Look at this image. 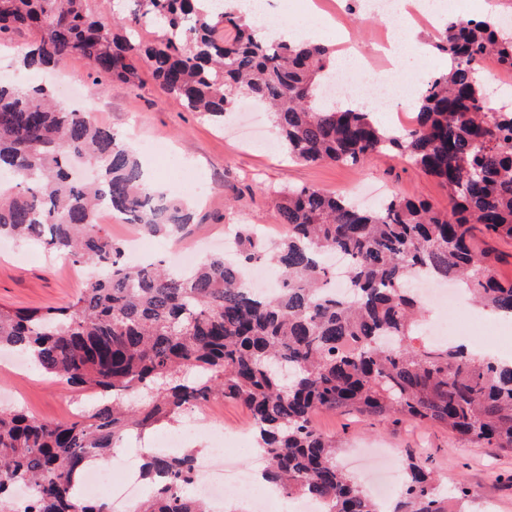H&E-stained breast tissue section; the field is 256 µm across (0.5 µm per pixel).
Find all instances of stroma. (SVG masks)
Listing matches in <instances>:
<instances>
[{
	"label": "stroma",
	"mask_w": 512,
	"mask_h": 512,
	"mask_svg": "<svg viewBox=\"0 0 512 512\" xmlns=\"http://www.w3.org/2000/svg\"><path fill=\"white\" fill-rule=\"evenodd\" d=\"M437 30L420 28V43L407 52L404 72L423 82L447 69V55L432 43ZM62 74L78 76L87 89L94 119L118 138L134 132L137 145L152 144L155 179L187 202L193 212L186 249L223 238L237 224H258L269 240L282 235L274 215V193L285 186H314L330 193L348 191L354 182L384 187L387 193L418 197L436 207L448 204V194L434 179L391 155H377L359 167L331 162L290 160L276 146L275 129L266 112L236 113L229 125L216 127L210 120L186 110L164 94L148 68H141L136 87L126 88L94 78L83 57L68 58ZM203 180L207 197H197L181 183L182 174ZM96 269L78 265L60 254L51 260L21 259L0 248V304L23 309L61 307L73 301ZM33 418L54 423L71 421L74 392L62 389L36 369L18 375L0 365V395ZM317 426L336 436L340 463L357 450L387 448L396 457L395 471L403 473L410 450L426 439L431 468L442 490L467 486L470 512H512V453L477 442H462L446 429L413 427L384 419L359 420L340 413H321Z\"/></svg>",
	"instance_id": "obj_1"
}]
</instances>
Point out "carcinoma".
I'll use <instances>...</instances> for the list:
<instances>
[{
	"label": "carcinoma",
	"instance_id": "obj_1",
	"mask_svg": "<svg viewBox=\"0 0 512 512\" xmlns=\"http://www.w3.org/2000/svg\"><path fill=\"white\" fill-rule=\"evenodd\" d=\"M118 36L94 16L92 0H0V43L23 31L29 71L80 55L98 78L133 87L139 67L164 93L222 125L242 99L270 108L288 156L358 165L395 152L448 191V207L393 195L374 209L311 186L279 192L274 244L250 224L236 259L210 256L190 272L155 261L124 262L125 244L97 223L107 207L150 236L176 238L190 223L183 201L146 184L140 155L87 113L54 101L43 85L0 82V238L40 240L75 263L102 266L64 307L0 304V348L29 357L64 389L95 396L69 423L0 408V512H112L110 500L80 496L88 463L116 443L215 397L241 404L260 435L265 478L286 497L323 512H379L339 464L336 437L315 426L320 412L442 427L512 453V363L416 332L418 272L454 281L483 307L512 315V282L494 272L475 232L512 240V111L485 110L482 56L512 68V35L490 19L450 18L436 48L448 69L420 85L414 125L397 135L373 112L340 108L323 85L336 49L304 40L261 39L233 10L207 0H125ZM149 22L159 40L138 38ZM350 259L353 295L326 287L324 259ZM269 259L276 293L259 297L242 270ZM195 449L147 457L141 478L172 482L136 512H208L188 492ZM466 493L441 494L423 465L409 468L394 512H463Z\"/></svg>",
	"mask_w": 512,
	"mask_h": 512
}]
</instances>
